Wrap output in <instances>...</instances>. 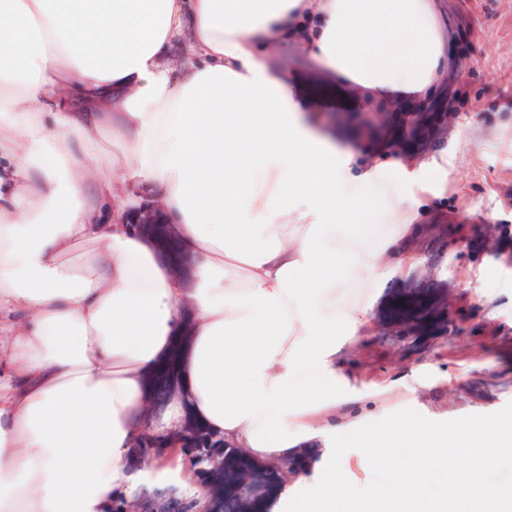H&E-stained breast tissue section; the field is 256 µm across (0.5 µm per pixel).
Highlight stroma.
<instances>
[{
    "label": "stroma",
    "instance_id": "stroma-1",
    "mask_svg": "<svg viewBox=\"0 0 512 512\" xmlns=\"http://www.w3.org/2000/svg\"><path fill=\"white\" fill-rule=\"evenodd\" d=\"M447 3L464 67L461 78L448 82L455 119L429 167L384 174L386 183L404 190L415 180L429 183L415 223L441 225L445 238L423 254L409 243L399 261L382 262L376 277L337 276L329 293L337 312L363 313L342 330L345 379L336 385L342 394L368 397L373 408L369 415L354 414L351 433L336 436L346 477L357 485L392 484L389 472L376 475L362 464L364 438L388 426L435 416L452 425L512 417V262L466 248L467 240L491 229L512 238V0ZM377 197L374 185L353 204L337 196L331 217L337 237L364 225L370 246L390 238L395 227L377 215ZM425 270L447 282L464 331L398 340L387 330L385 302L402 280Z\"/></svg>",
    "mask_w": 512,
    "mask_h": 512
}]
</instances>
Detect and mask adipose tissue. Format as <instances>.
<instances>
[{
    "label": "adipose tissue",
    "mask_w": 512,
    "mask_h": 512,
    "mask_svg": "<svg viewBox=\"0 0 512 512\" xmlns=\"http://www.w3.org/2000/svg\"><path fill=\"white\" fill-rule=\"evenodd\" d=\"M184 36L189 62L171 56ZM452 38L444 0H0V512H112L145 433L161 439L151 483L208 512L167 439L188 420L255 462L299 461L265 512H414L465 430L397 424L365 457L394 486L344 482L343 340L321 306L337 274L373 277L403 252L420 201L383 194L394 235L374 250L349 238L342 270L327 268L347 161L314 117L435 99ZM290 45L336 99L278 64ZM142 195L168 214L188 274L127 224ZM171 363L177 395L159 414L150 384ZM511 447L512 418L469 446L451 493L511 505L484 480Z\"/></svg>",
    "instance_id": "obj_1"
}]
</instances>
